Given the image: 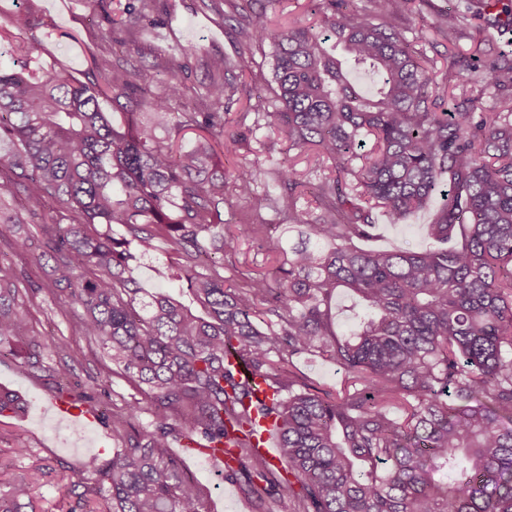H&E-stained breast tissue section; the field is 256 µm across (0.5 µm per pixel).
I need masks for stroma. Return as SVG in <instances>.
Wrapping results in <instances>:
<instances>
[{"label": "stroma", "instance_id": "obj_1", "mask_svg": "<svg viewBox=\"0 0 512 512\" xmlns=\"http://www.w3.org/2000/svg\"><path fill=\"white\" fill-rule=\"evenodd\" d=\"M162 21L142 30L135 44H128L124 30L106 25L93 0H0V24L19 12L32 11L36 24L26 33L38 47L40 60L55 64L79 79L97 76L102 63L109 62L128 69L179 61L176 73L184 89L183 100L198 102L209 82L207 59L224 54L233 59L234 83L237 92L223 106L229 132L244 133L245 141L236 153L228 155L225 167L261 161L265 170L255 187L257 193L273 192L277 183L273 173L280 162L278 153L264 150L271 132L244 112L255 95L269 97L271 47L239 52L237 35L225 27L215 13L199 9L197 0H164ZM451 0H415L411 13L396 18L399 31L423 24L428 33L425 54L433 59L432 74L445 95L461 93L462 89L483 80V71H462L453 66L452 58L467 55L481 40H488L492 52L512 51V32L496 30L466 20L454 29L439 27L441 12L451 8ZM442 202L434 194L428 205L407 222L394 225L384 216H377L378 236L372 248L388 249L396 245L422 249L431 241L425 233ZM31 224H0V266L7 270L27 271L33 279H41L49 269L38 252H21L20 243L34 232ZM277 237L269 232L261 238L235 240L224 251V278L227 284L241 285L248 277L270 269L269 247ZM141 287L166 291L183 303L191 297L165 250L139 257L136 267ZM28 318L34 332L53 338L60 346L61 356H75L73 377L81 382L98 376L99 364L86 339L73 335L68 315L61 312L44 294H37L28 306ZM296 380L304 385L336 397L349 389L347 371L326 356L304 355L294 358L291 368ZM0 391L15 396L19 407L0 413V497L6 496L12 483L24 480L36 488L37 512H105L102 496L86 493L78 477L88 456L108 460L112 456L111 429L97 424L82 430L55 421L49 410L56 392L51 380L19 373L10 352L0 353ZM24 433L25 450L15 446L17 433ZM183 467L197 480L201 489L202 512H254L253 503L240 492L232 491L231 481L212 468L204 456L184 455L173 447Z\"/></svg>", "mask_w": 512, "mask_h": 512}]
</instances>
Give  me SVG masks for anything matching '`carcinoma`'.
<instances>
[{
	"mask_svg": "<svg viewBox=\"0 0 512 512\" xmlns=\"http://www.w3.org/2000/svg\"><path fill=\"white\" fill-rule=\"evenodd\" d=\"M260 0H231L241 49L272 47L273 96L258 113L272 130L268 149L283 155L276 180L287 193L258 194L259 163L224 169L240 138L222 112H179L184 96L174 67L167 93L150 87L160 72L101 68L100 80L33 64L24 39L34 18L0 25L15 66H0V223L7 200L52 204L31 215L35 233L21 244L52 261L45 284L0 270V346L22 343L21 371L71 374L47 359L60 345L32 333L20 301L45 293L100 359L143 389L153 424L140 408L106 415L103 385L60 396L99 411L119 447L87 460L82 480L107 483V512H201L194 477L170 453L177 443L222 468L241 493L272 512L286 493L293 512H512V54L486 63V84L444 108L427 68L421 28L407 38L390 24L392 0H309L320 30L271 25ZM157 0L129 3L130 29L155 23ZM512 28V0H465L440 15L451 28L467 18ZM234 66L210 64L204 99L224 104ZM375 78L362 90L353 71ZM489 87L508 93L484 105ZM125 104L117 128L99 98ZM161 130H194L177 149ZM330 164L313 191L301 157ZM443 203L427 235L429 250H369L374 214L402 224L440 185ZM305 228V238L273 242L275 264L242 287H224L216 255L260 224L224 223L226 190ZM126 228L115 235L112 226ZM177 256L205 316L163 293L138 287L134 253L158 243ZM349 291L367 313L347 337L333 333L329 304ZM252 379L237 378L229 353ZM327 355L351 375L354 392L331 399L293 389L286 357ZM266 423L277 458L252 447ZM32 484L19 482L0 512H35Z\"/></svg>",
	"mask_w": 512,
	"mask_h": 512,
	"instance_id": "1",
	"label": "carcinoma"
}]
</instances>
